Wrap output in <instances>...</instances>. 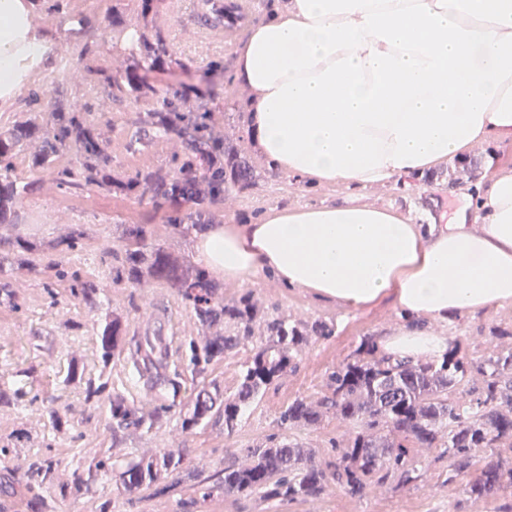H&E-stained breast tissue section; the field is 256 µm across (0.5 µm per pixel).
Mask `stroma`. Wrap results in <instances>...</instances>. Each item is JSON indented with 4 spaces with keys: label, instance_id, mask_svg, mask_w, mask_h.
I'll list each match as a JSON object with an SVG mask.
<instances>
[{
    "label": "stroma",
    "instance_id": "stroma-1",
    "mask_svg": "<svg viewBox=\"0 0 512 512\" xmlns=\"http://www.w3.org/2000/svg\"><path fill=\"white\" fill-rule=\"evenodd\" d=\"M67 3V12L58 15L47 13L41 0H26L29 16L40 21L34 33L46 39L48 50L14 91L0 92V132L31 116H47L53 106L80 99L89 105L83 118L99 132L112 159L114 178L125 181L152 168H175L185 156L180 141L138 122L140 113L155 108L154 99L110 95V79L132 73L160 93L179 99L184 107L206 110L212 131L238 145L250 158L255 176L248 186L227 187L201 206L182 199L152 204L119 193L62 188L53 174L32 169L25 156L17 157L12 177L28 185L29 191L17 204L14 222L0 226V236L47 239L79 224L83 239L79 252L42 256L32 265L0 271V283L8 284L15 294L13 302L0 303V391L19 398L17 405L0 412V443L6 446L0 453V506L6 512H34L30 493L12 478L38 455L59 460L65 481L96 453L111 454L121 463L166 448L178 449L185 461L214 471L221 463L243 456L246 448L279 435L277 420L288 403L299 396L320 397L327 373L346 361L362 337L379 338L405 323L400 310L389 302L355 314L270 277L251 285L225 282V301L247 294L267 315L323 321L332 334L312 337L296 368L246 410L234 432H226L218 419L182 431L179 415L173 411L149 433L113 438L107 404L86 402L82 389L62 385L69 358L96 368L101 310L90 309L71 295L66 273L78 272L99 286L101 308L122 317L126 342L161 336L175 350L189 340H204L208 332L196 325L191 308L174 289L156 283L133 285L122 278L124 248L113 234L117 225H149L156 245L191 263L197 225L253 223L284 208L333 203L349 191L336 185L311 186L271 168L249 131L251 93L235 79L236 50L250 25L281 10L286 0H243L242 18L229 36L224 33L223 15H202L198 0H155L146 15L141 12V0ZM117 15L123 17V24H113ZM131 26L149 37L161 33L169 60L152 69L142 67L148 51L129 50L125 35ZM34 90L42 93L36 103L29 98ZM470 156L476 167L466 168L452 159L429 175L412 179L408 188L375 185L358 196L368 204L393 207L416 221L428 210L452 214L462 204L477 169L512 166V145L479 144ZM431 328L456 340L461 353L474 359L492 351L512 353V304L475 317L435 322ZM106 389L133 400L146 412L166 397L165 392L151 390L121 358L112 361ZM49 408L66 413L67 432L52 433L43 416ZM353 432V425L331 416L320 426L295 431L294 436L314 449L315 461L321 464L335 459L337 448ZM414 455L429 466L426 481L374 485L361 498L333 484L314 501L263 500L217 490L196 496L190 505L179 486L162 496L121 494L112 473L89 492L67 489L65 498L58 501V512H95L105 497L111 499L113 512H512L511 490L472 503L464 491V479L449 482L448 458L442 449L418 448Z\"/></svg>",
    "mask_w": 512,
    "mask_h": 512
}]
</instances>
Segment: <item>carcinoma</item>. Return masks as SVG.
Listing matches in <instances>:
<instances>
[{
  "mask_svg": "<svg viewBox=\"0 0 512 512\" xmlns=\"http://www.w3.org/2000/svg\"><path fill=\"white\" fill-rule=\"evenodd\" d=\"M111 87L115 96L136 93L157 97L158 107L146 113L142 122L184 142L188 154L178 169L158 168L139 173L128 182H118L107 170L99 133L80 118L87 105H77L69 116L55 113L50 132L34 116L0 133V224L11 222L16 198L22 194L9 176L14 159L33 139L40 141V149L30 154V166L53 171L58 185L69 190L95 186L108 192L124 191L141 201L179 197L199 204L210 194L208 184L215 182L218 174L211 163L214 154L224 155V169L230 171L233 182L251 181L252 162L230 141L210 134L207 113L182 109L144 81L114 77ZM62 147L74 150L78 165L55 166ZM124 234L127 244L122 276L135 285L153 282L176 289L192 307L196 321L213 331L202 342L189 341L184 355L187 370L202 375L212 363L253 339L257 308L250 296L221 303L218 285L209 275L153 245L147 226L136 224L126 228ZM80 238L77 230L52 240L19 238L11 250L0 253V270L6 265L29 263L35 251H73ZM71 279L73 296L91 308L100 307L98 286L80 280L75 272ZM314 333L329 336L332 329L322 322H292L279 316L264 321L260 332L264 339L252 347L236 391L226 397L217 383L202 382L191 402L179 410L181 429L191 431L216 416L224 419V430L232 433L246 409L294 364ZM96 343L98 375L85 376V369L73 360L64 385L84 386L88 402L107 397L112 435L130 430L151 431L175 404H162L145 413L125 396L105 393L106 383L101 378L111 371L112 358L123 354L136 369L139 363L146 364L151 385L163 382L179 392V373L172 377L166 374L168 344L160 336H146L134 346L125 347L122 320L112 313L101 316ZM475 372L482 377L481 385L471 387ZM330 413L353 424L356 432L340 451L336 463L324 468L315 464L313 449L285 434L270 437L248 450L245 461L227 462L224 468L207 476L184 464L180 453L173 449L143 454L122 466L121 488L127 495L144 489L162 495L171 487L168 478L173 476L180 482L187 476L208 490L213 481L224 491L254 494L264 500L294 501L317 499L334 481L348 494L361 497L372 484L382 485L391 479L402 484L425 480L427 469L416 464L414 444L445 449L448 483L468 477L465 490L475 504L501 489L512 488V464L503 463L498 455L503 448L512 451V354L491 355L477 364L453 346L432 361L394 360L380 352L374 338L365 336L348 360L328 373L325 392L318 400L294 399L281 412L279 421L288 431L314 428ZM113 467L112 456H98L88 467L72 471L71 484L88 487ZM21 481L36 492L40 512H57V461L36 459Z\"/></svg>",
  "mask_w": 512,
  "mask_h": 512,
  "instance_id": "carcinoma-1",
  "label": "carcinoma"
}]
</instances>
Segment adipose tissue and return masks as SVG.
I'll return each mask as SVG.
<instances>
[{
  "mask_svg": "<svg viewBox=\"0 0 512 512\" xmlns=\"http://www.w3.org/2000/svg\"><path fill=\"white\" fill-rule=\"evenodd\" d=\"M20 0H0V91L12 90ZM249 129L272 167L349 189L400 183L474 146L512 144V0H288L236 57ZM199 259L242 284L269 275L353 311L391 300L445 321L512 304V167L478 171L451 221L346 198L254 224H208ZM448 337L406 325L387 353L429 361Z\"/></svg>",
  "mask_w": 512,
  "mask_h": 512,
  "instance_id": "obj_1",
  "label": "adipose tissue"
}]
</instances>
